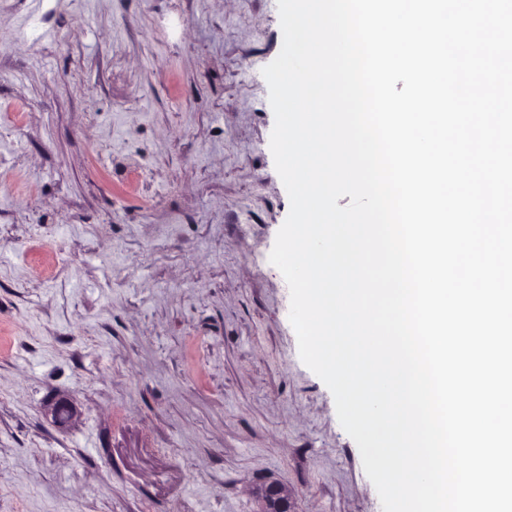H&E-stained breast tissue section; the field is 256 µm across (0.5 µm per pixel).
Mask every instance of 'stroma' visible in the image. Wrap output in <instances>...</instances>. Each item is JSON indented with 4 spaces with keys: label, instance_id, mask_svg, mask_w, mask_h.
Here are the masks:
<instances>
[{
    "label": "stroma",
    "instance_id": "35a3bbf8",
    "mask_svg": "<svg viewBox=\"0 0 512 512\" xmlns=\"http://www.w3.org/2000/svg\"><path fill=\"white\" fill-rule=\"evenodd\" d=\"M282 38L277 0H0V512H382L269 261ZM258 494H260V499L265 507L273 504L281 512L294 511L293 499L283 483L270 482L258 488L256 495Z\"/></svg>",
    "mask_w": 512,
    "mask_h": 512
}]
</instances>
